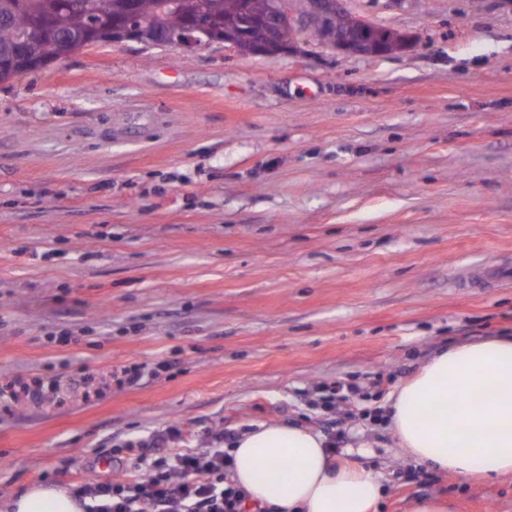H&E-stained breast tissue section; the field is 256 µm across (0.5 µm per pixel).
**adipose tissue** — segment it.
<instances>
[{
  "mask_svg": "<svg viewBox=\"0 0 512 512\" xmlns=\"http://www.w3.org/2000/svg\"><path fill=\"white\" fill-rule=\"evenodd\" d=\"M383 416L403 455L470 479L512 476V336L426 358ZM230 479L269 512H377L378 473L339 463L328 439L296 423L252 424L230 442ZM0 512H84L62 486L33 485Z\"/></svg>",
  "mask_w": 512,
  "mask_h": 512,
  "instance_id": "1",
  "label": "adipose tissue"
}]
</instances>
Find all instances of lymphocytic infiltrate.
Wrapping results in <instances>:
<instances>
[{"mask_svg": "<svg viewBox=\"0 0 512 512\" xmlns=\"http://www.w3.org/2000/svg\"><path fill=\"white\" fill-rule=\"evenodd\" d=\"M177 435L170 428L129 443V479L80 483L74 493L91 500V512H242L245 493L227 478V433L214 434L208 448L174 447Z\"/></svg>", "mask_w": 512, "mask_h": 512, "instance_id": "f902f5d3", "label": "lymphocytic infiltrate"}]
</instances>
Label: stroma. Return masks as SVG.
<instances>
[{"instance_id": "35a3bbf8", "label": "stroma", "mask_w": 512, "mask_h": 512, "mask_svg": "<svg viewBox=\"0 0 512 512\" xmlns=\"http://www.w3.org/2000/svg\"><path fill=\"white\" fill-rule=\"evenodd\" d=\"M344 4L415 44L105 42L0 83V505L126 479L127 443L172 426L200 448L280 419L340 449L364 429L379 512H512L511 479L366 427L422 358L512 334V282L464 285L512 266V0ZM33 379L62 390L6 389Z\"/></svg>"}]
</instances>
